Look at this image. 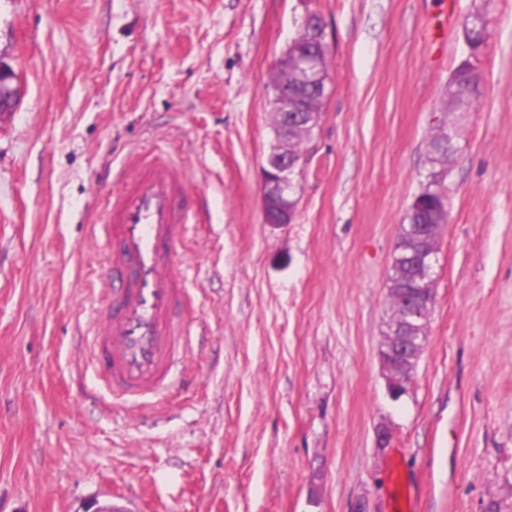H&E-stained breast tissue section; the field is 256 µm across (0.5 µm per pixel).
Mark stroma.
<instances>
[{
    "mask_svg": "<svg viewBox=\"0 0 512 512\" xmlns=\"http://www.w3.org/2000/svg\"><path fill=\"white\" fill-rule=\"evenodd\" d=\"M0 0V512H512V0ZM331 77L296 217L266 223L269 85L306 9ZM481 14L482 95L448 159L435 303L407 391L381 344L400 225ZM198 218L179 246L193 347L169 396L114 400L80 338L92 237L156 144ZM19 96V77L0 63V112H9Z\"/></svg>",
    "mask_w": 512,
    "mask_h": 512,
    "instance_id": "35a3bbf8",
    "label": "stroma"
}]
</instances>
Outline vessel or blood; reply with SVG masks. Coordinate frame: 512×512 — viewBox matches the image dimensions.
I'll return each instance as SVG.
<instances>
[{"mask_svg": "<svg viewBox=\"0 0 512 512\" xmlns=\"http://www.w3.org/2000/svg\"><path fill=\"white\" fill-rule=\"evenodd\" d=\"M194 211L178 165L160 149L113 200L100 227L110 302L94 331L92 357L112 397L163 395L186 351L185 270L177 246Z\"/></svg>", "mask_w": 512, "mask_h": 512, "instance_id": "b4317fda", "label": "vessel or blood"}]
</instances>
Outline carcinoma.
<instances>
[{
    "label": "carcinoma",
    "instance_id": "carcinoma-1",
    "mask_svg": "<svg viewBox=\"0 0 512 512\" xmlns=\"http://www.w3.org/2000/svg\"><path fill=\"white\" fill-rule=\"evenodd\" d=\"M469 57L453 71L449 80V100L451 112H465L480 95V76L473 59L477 58L485 45V23L483 17H466L463 21ZM309 53L320 58L318 70L313 75L312 85L319 86L310 93V116L305 120L302 132L290 141V151L302 158L304 145L313 137L319 127L322 105L325 99L326 83L330 80L327 53L321 51L319 43H311L305 32H300L291 40V47L283 53L278 62V72H283L294 62L296 55ZM456 126L448 121L437 126L429 145V163L431 171L427 182L415 195L403 218L398 235L393 261L392 274L389 277V296L393 316L389 328H399L408 321V303L415 296L435 298L434 288L427 287L421 277L415 256L416 234L423 230L427 238L436 240L444 224L448 223V196L446 180L448 178V156L454 150ZM297 208L296 191L288 197L272 195L263 202V207L271 211L278 207ZM381 356L389 375V384H407L417 360L402 361L390 352L389 341H384Z\"/></svg>",
    "mask_w": 512,
    "mask_h": 512
}]
</instances>
